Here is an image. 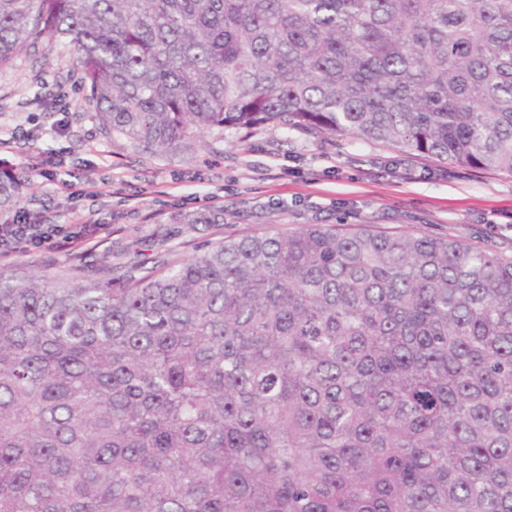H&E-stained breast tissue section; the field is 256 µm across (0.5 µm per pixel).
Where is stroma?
I'll list each match as a JSON object with an SVG mask.
<instances>
[{
    "instance_id": "35a3bbf8",
    "label": "stroma",
    "mask_w": 512,
    "mask_h": 512,
    "mask_svg": "<svg viewBox=\"0 0 512 512\" xmlns=\"http://www.w3.org/2000/svg\"><path fill=\"white\" fill-rule=\"evenodd\" d=\"M57 58L0 70V138L15 171L48 160L12 209L37 224H101L87 242L32 246L0 267L82 275L121 287L204 244L308 224H365L387 234L451 236L512 260V175L457 168L382 142L279 126L199 135L193 154L160 157L106 135ZM219 215L216 224L201 223Z\"/></svg>"
}]
</instances>
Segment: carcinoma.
Returning <instances> with one entry per match:
<instances>
[{"instance_id":"1","label":"carcinoma","mask_w":512,"mask_h":512,"mask_svg":"<svg viewBox=\"0 0 512 512\" xmlns=\"http://www.w3.org/2000/svg\"><path fill=\"white\" fill-rule=\"evenodd\" d=\"M23 53L159 156L275 125L512 173V0H0ZM0 512H512V261L309 224L0 270Z\"/></svg>"}]
</instances>
